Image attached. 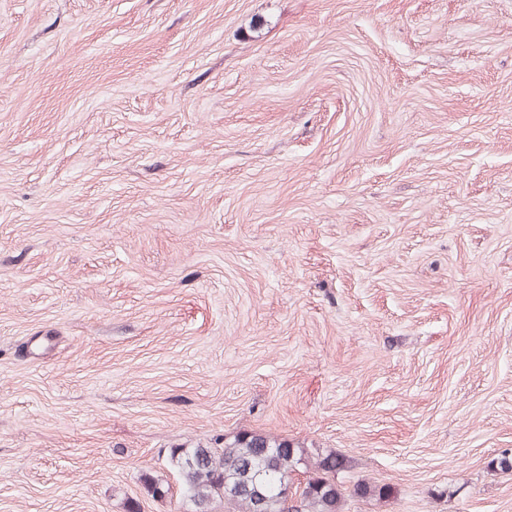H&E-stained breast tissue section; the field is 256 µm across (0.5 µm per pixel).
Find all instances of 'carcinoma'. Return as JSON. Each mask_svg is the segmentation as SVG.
<instances>
[{"label": "carcinoma", "mask_w": 512, "mask_h": 512, "mask_svg": "<svg viewBox=\"0 0 512 512\" xmlns=\"http://www.w3.org/2000/svg\"><path fill=\"white\" fill-rule=\"evenodd\" d=\"M313 461V475L299 498L289 504L279 498L283 477ZM170 465L176 470L180 494L191 512H256L254 494L237 490L235 484L258 482L267 512H341L346 496L385 499L392 494L388 484L354 481L347 484L338 475L347 471L343 458L332 451L310 454L300 445L255 430H240L224 436V447L197 445L171 449ZM142 481L152 496L168 494L169 486L145 473Z\"/></svg>", "instance_id": "obj_1"}]
</instances>
